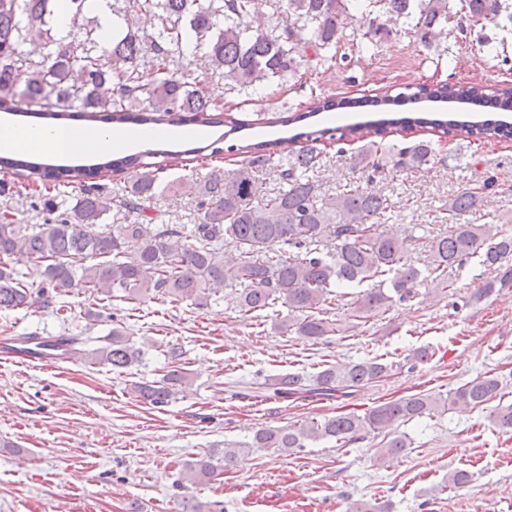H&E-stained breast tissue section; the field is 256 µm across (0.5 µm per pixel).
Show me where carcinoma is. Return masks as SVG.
I'll return each mask as SVG.
<instances>
[{
	"label": "carcinoma",
	"mask_w": 512,
	"mask_h": 512,
	"mask_svg": "<svg viewBox=\"0 0 512 512\" xmlns=\"http://www.w3.org/2000/svg\"><path fill=\"white\" fill-rule=\"evenodd\" d=\"M112 7L117 18L109 36L101 32L93 15V0H66L71 14L68 40L52 35L58 0H0V111L31 114L46 120L80 118L89 123L161 124L175 122L201 126L224 124L234 134L246 126L232 110L219 105L205 88L216 78L242 88L279 85L296 77L301 69L322 66L336 59L333 50L354 22L358 0H272L278 22L264 28L253 21V0H120ZM406 25L425 48L453 37L455 41L482 38L489 24L508 30L512 23L509 0H460L464 15L454 11L453 0H378ZM193 47L206 59L205 78L195 74L184 48ZM112 85V94L100 88ZM485 87L480 84L437 83L417 87L404 95L410 101L424 96L450 97L480 103ZM403 130L430 127L446 135L452 130L462 140L512 136V126L478 123L454 118H382L376 122L322 128L296 135L303 140L290 151L287 167L280 169L282 190L260 200L257 180L264 169L276 166L278 143L262 141L227 150L243 155L232 177L213 172L206 179L184 181L181 187L197 199L198 224L193 243H181L180 231L159 230L148 234L143 224H117L97 232L95 224L112 207L87 182L139 169L137 178L119 199L123 206L144 212L156 195L158 172L178 162L182 154L166 149L93 165H52L25 155L0 156V172L33 187L51 181L86 184L69 217L56 224L30 227L13 224L0 216V309H48L54 294L74 288L89 294L112 296L132 302L161 296L172 302L190 300L199 308L227 286H241L235 298L242 313L282 306L288 314L278 324L282 331L318 340L335 331L324 317L327 307L340 304L348 290H357L347 313L352 321L367 322L395 305L418 295L417 286L429 278L437 288L452 287L448 271L477 258L493 273L469 300H480L512 291V234L495 224H475L482 195L493 183L487 177L479 187L461 190L448 202V233L424 244V268L409 258L404 241L381 229L388 207L385 195L355 187L330 193L312 181L307 172L317 163L319 145L327 140H360L385 126ZM211 147V155L226 150ZM435 155L433 144L383 146L369 142L359 155L364 169L380 173L389 165L415 168ZM161 156L164 164L143 161ZM233 244L239 258L224 260V242ZM288 245L290 252L277 260H261L259 249L271 243ZM41 268V286L23 284L17 265ZM82 336H62L47 345L65 355ZM93 359L123 372L142 362L143 351L114 327L106 345L92 350ZM182 350L169 351V370L160 381H140L132 386L138 401L159 407L169 402L177 387L189 384L188 373L178 365ZM393 364L377 358L329 366L310 377L282 373L264 381L268 398H330L350 396L358 389L388 376ZM501 382L492 374L471 379L448 396L417 393L388 401L363 415L340 414L253 432L247 448L296 451L307 442L328 439L338 444L384 434L382 452L399 456L410 448L409 437L398 432L406 422L430 415L446 404L479 408L501 398ZM491 422L512 428V405L495 407ZM234 448L223 456L215 451L189 466L188 478H208L217 466L228 469L236 458Z\"/></svg>",
	"instance_id": "cac0c4a2"
}]
</instances>
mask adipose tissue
I'll return each mask as SVG.
<instances>
[{"label": "adipose tissue", "instance_id": "obj_1", "mask_svg": "<svg viewBox=\"0 0 512 512\" xmlns=\"http://www.w3.org/2000/svg\"><path fill=\"white\" fill-rule=\"evenodd\" d=\"M155 135V130L145 127L129 131L114 126L90 128L81 125L71 127L65 133L42 125L1 127L0 151L12 152L21 145L31 153H39L46 148L56 154L71 156L88 152L109 153L130 148L139 141L154 138Z\"/></svg>", "mask_w": 512, "mask_h": 512}]
</instances>
